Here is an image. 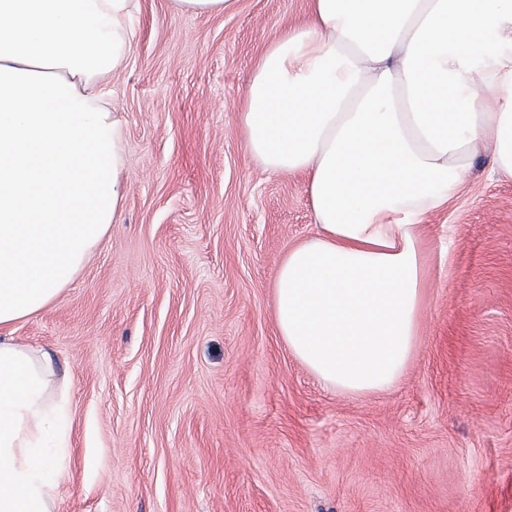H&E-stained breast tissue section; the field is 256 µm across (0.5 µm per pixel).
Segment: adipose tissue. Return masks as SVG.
Wrapping results in <instances>:
<instances>
[{
	"instance_id": "obj_1",
	"label": "adipose tissue",
	"mask_w": 512,
	"mask_h": 512,
	"mask_svg": "<svg viewBox=\"0 0 512 512\" xmlns=\"http://www.w3.org/2000/svg\"><path fill=\"white\" fill-rule=\"evenodd\" d=\"M135 0H0V512H52L67 399L5 329L52 305L115 224L123 129L105 90ZM244 147L305 178L316 233L276 269L290 352L349 393L390 388L420 333L425 217L475 159L512 180V0H308L238 103Z\"/></svg>"
}]
</instances>
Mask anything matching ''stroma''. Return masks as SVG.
<instances>
[{
  "instance_id": "1",
  "label": "stroma",
  "mask_w": 512,
  "mask_h": 512,
  "mask_svg": "<svg viewBox=\"0 0 512 512\" xmlns=\"http://www.w3.org/2000/svg\"><path fill=\"white\" fill-rule=\"evenodd\" d=\"M306 13L138 0L107 84L121 214L10 329L66 379L53 512H512V181L489 157L424 221L420 336L393 388L333 390L278 333L275 271L317 227L303 177L246 153L236 104L257 53ZM233 0H170L171 8L183 14L223 15Z\"/></svg>"
}]
</instances>
